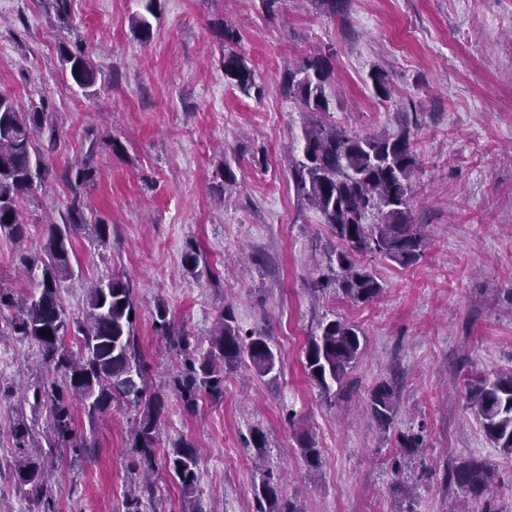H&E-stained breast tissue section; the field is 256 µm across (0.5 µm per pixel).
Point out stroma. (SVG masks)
I'll use <instances>...</instances> for the list:
<instances>
[{"label":"stroma","mask_w":512,"mask_h":512,"mask_svg":"<svg viewBox=\"0 0 512 512\" xmlns=\"http://www.w3.org/2000/svg\"><path fill=\"white\" fill-rule=\"evenodd\" d=\"M144 3L69 0L64 17L54 0H0V93L25 107L47 102L62 127L47 185L23 204L27 252H40L44 225L64 212L68 170L86 162L95 171L88 225L73 242L79 274L61 291L72 317L90 281L119 272L137 288L136 334L153 381L177 366L153 327L160 302L191 343H203L227 309L243 330L270 336L278 356L275 381L234 369L223 397H202L190 413L166 389L145 512H185L164 464L181 441L199 457L198 512H255L259 456L282 497L304 512H395L405 485L417 512H448L457 493L445 471L473 458L494 479L469 498L471 512H512V459L492 447L465 396L468 373L512 368V0H348L340 17L308 0H282L273 16L261 0H157L146 43L133 25ZM218 20L239 29L236 50L263 96L225 83ZM63 44L91 53L92 94L63 75ZM317 47L333 54V114L348 131L392 134L402 113L417 117L413 216L433 242L413 267L376 262L384 291L371 302L322 299L310 287L336 239L296 196L290 159L306 117L281 77L284 64ZM377 70L392 80L390 100L373 92ZM100 221L110 226L103 241L93 229ZM191 246L205 273L185 268ZM329 309L367 339L331 398L303 368L308 335ZM38 363L34 345L0 338V498L14 512L32 504L10 473L11 427L36 411L2 390ZM384 382L398 407L387 430L366 410ZM133 416L121 404L93 423L76 411L96 448L62 465L53 483L58 512H124V492L138 479L127 435ZM410 426L422 430L425 448L397 476L385 461ZM255 429L265 437L260 450L244 444ZM304 441L318 448V468L302 457Z\"/></svg>","instance_id":"obj_1"}]
</instances>
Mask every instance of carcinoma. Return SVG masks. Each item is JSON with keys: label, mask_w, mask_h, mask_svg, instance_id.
<instances>
[{"label": "carcinoma", "mask_w": 512, "mask_h": 512, "mask_svg": "<svg viewBox=\"0 0 512 512\" xmlns=\"http://www.w3.org/2000/svg\"><path fill=\"white\" fill-rule=\"evenodd\" d=\"M62 72L85 91L93 88L98 71L89 54L60 47ZM224 79L245 94L261 96L255 69L246 57L224 52ZM332 53L319 50L283 73L282 84L307 116L297 140L291 174L297 197L318 211L336 237L338 246L325 253L324 265L312 282L314 291L338 298L371 301L384 287L375 270L362 258L392 262L402 268L416 264L429 240L425 225L413 222L415 174L418 156L413 149L414 119L402 113L398 132L388 135L354 134L331 116L329 84ZM375 96L391 98L390 78L384 71L371 75ZM59 126L42 104L19 107L10 95L0 94V236L12 242L28 238L20 201L35 195L50 175V153ZM94 180L88 163L74 166L67 183L71 197L61 221L44 229V245L35 256L20 262L30 283L27 294L0 287V310L14 311L6 335L27 340L37 348L41 375L20 389L21 399L46 412L45 427L35 435L20 417L12 425L13 478L18 489L39 507L54 512L51 477L54 459L70 451L90 454L93 436L78 431L75 405L93 424L112 404H124L137 413L131 450L139 456L134 468L154 471L158 426L165 411L164 396L149 377L135 332L136 288L120 274L96 280L87 289L84 317L73 319L64 305L62 284L74 276L72 241L84 229V191ZM156 332L185 354L181 371L172 379L185 410L193 411L206 394H224V371L244 365L260 378H277V357L270 338L247 333L229 311L217 319L207 347L190 349L189 337L175 328L165 303L151 313ZM42 329L51 330L43 336ZM366 350L364 331L336 314L323 313L308 336L304 368L307 376L329 397L343 387L350 370ZM467 399L485 437L501 455L512 458V371L482 373L467 383ZM373 419L387 430L398 413L389 384L376 387L368 401ZM424 447L422 431L409 427L398 433L389 467L403 472ZM165 465L181 488L184 499L195 497L199 484L198 455L180 442L166 456ZM446 477L464 495L484 492L492 482L489 465L475 459L447 469ZM151 485L126 498L125 512H142V498ZM256 512H301L293 503L279 504V484L266 474L254 485Z\"/></svg>", "instance_id": "obj_1"}]
</instances>
